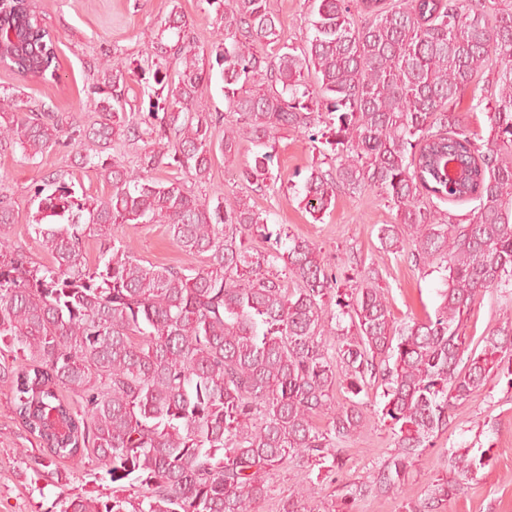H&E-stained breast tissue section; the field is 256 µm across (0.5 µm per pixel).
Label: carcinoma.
Here are the masks:
<instances>
[{
	"label": "carcinoma",
	"mask_w": 512,
	"mask_h": 512,
	"mask_svg": "<svg viewBox=\"0 0 512 512\" xmlns=\"http://www.w3.org/2000/svg\"><path fill=\"white\" fill-rule=\"evenodd\" d=\"M316 2L313 35L300 47L282 39L267 0H207L223 31L205 49L173 8L143 63L105 67L93 101L101 120L86 129L0 94L1 151L18 148L30 158L63 139L103 146L117 132L152 144L136 169L83 156L112 186L103 200L77 198L60 174L47 181L51 193L37 188L32 222L48 265L11 248L16 216L0 201V382L11 385L15 416L43 447L36 464L77 466L92 455L112 482L147 489L131 509L114 493L107 501L70 498L61 512H251L284 464L342 466L338 444L369 420L359 396L375 384L382 418L398 428L395 450L373 482L348 485L345 498L396 491L413 459L447 430L456 405L512 361L511 334L489 332L479 349L463 334L484 291L512 296V0L489 9L466 0ZM0 11L39 49L31 61L5 58V68L23 81L56 79V39L33 3L8 0ZM257 44L264 53L254 52ZM493 59L497 94L482 144L452 106ZM216 67L235 117L218 143L213 127L222 115L199 109ZM140 72L163 91L147 113L126 108L128 80ZM320 124L340 161L334 178L309 169L302 201L325 211L340 184L391 203L397 223L379 228L381 243L398 252L405 235L414 266L446 271L440 303L425 319L397 323L372 268L336 291V275L307 239L288 237L283 252H251L243 233L264 219L247 202L219 197L210 206L177 182L149 176L170 159L201 181L218 151L240 179L259 186L271 174L275 135L289 129L316 144ZM245 138L267 151L240 166ZM435 198L476 205L460 218L434 208ZM133 222L168 225L201 264L145 265L114 238L87 262L83 241L92 227ZM333 292L336 319L350 324L337 326L332 359L324 332ZM338 383L352 394L344 404L333 394ZM317 416L331 427L317 428ZM450 459L463 475L485 466L482 456L454 451ZM453 491L435 480L411 512Z\"/></svg>",
	"instance_id": "cac0c4a2"
}]
</instances>
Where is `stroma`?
I'll return each instance as SVG.
<instances>
[{"instance_id": "stroma-1", "label": "stroma", "mask_w": 512, "mask_h": 512, "mask_svg": "<svg viewBox=\"0 0 512 512\" xmlns=\"http://www.w3.org/2000/svg\"><path fill=\"white\" fill-rule=\"evenodd\" d=\"M34 5L58 38L59 78L50 83L23 82L0 68V90L19 94L34 111L59 112L85 127L98 118L86 102L103 83L105 61L113 57L125 62L140 60L172 7H179L188 18L190 34L199 43L208 42L218 27L215 9L206 0H34ZM269 6L281 22L284 40L303 45L312 32V0H269ZM493 77V69H486L476 94L461 95L455 107L462 125L481 136L488 131L487 112L473 98L494 94ZM314 166L334 173L336 161L330 146L314 150L307 137L284 130L276 141L272 177L264 185L237 181L220 156L214 158L202 182L166 166L153 170L152 176L164 183L179 182L206 203L219 195L247 199L267 220L265 230L247 235L253 250H272L275 234L283 231L306 238L335 273L338 288L352 285L363 269L376 268L396 321L420 319L433 312L439 303L442 271L420 273L404 254L392 253L379 240L380 226L395 223V209L375 191L340 187L334 207L309 212L298 193L303 175ZM62 171L87 200H100L111 192L99 170L84 166L78 148L57 146L31 161L23 160L17 150L0 152V198L16 214L8 239L35 265L50 261L32 227L38 205L35 191L45 178ZM112 234L127 242L141 263L178 267L196 262L176 246L167 225L123 224L113 228ZM511 326L499 291L490 289L477 303L465 334L475 344L488 332ZM11 399L10 385L0 382V512H61L67 497L110 499L114 485L94 459H85L75 470L69 462H60V469L69 473L64 484L57 483L50 469H37L40 442L19 423ZM367 402L373 413L358 435L342 443V468L327 471L297 461L284 465L273 471L271 493L255 505L254 512H283L294 497L300 498L305 512H338L348 484L376 476L395 447V435L380 415L384 404L380 389H371ZM452 448L484 454L487 464L470 476H461L448 461ZM437 479L455 483L457 491L448 500L433 504L431 512H512L511 375L493 374L478 395L456 407L434 447L416 457L401 493L365 494L350 512H409L411 505L424 501L428 484Z\"/></svg>"}]
</instances>
